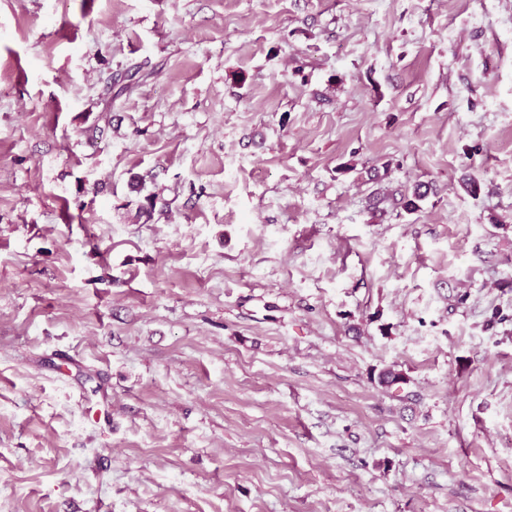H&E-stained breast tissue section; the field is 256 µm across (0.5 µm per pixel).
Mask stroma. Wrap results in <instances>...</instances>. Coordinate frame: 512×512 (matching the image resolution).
<instances>
[{
	"mask_svg": "<svg viewBox=\"0 0 512 512\" xmlns=\"http://www.w3.org/2000/svg\"><path fill=\"white\" fill-rule=\"evenodd\" d=\"M0 512H512V0H0Z\"/></svg>",
	"mask_w": 512,
	"mask_h": 512,
	"instance_id": "35a3bbf8",
	"label": "stroma"
}]
</instances>
